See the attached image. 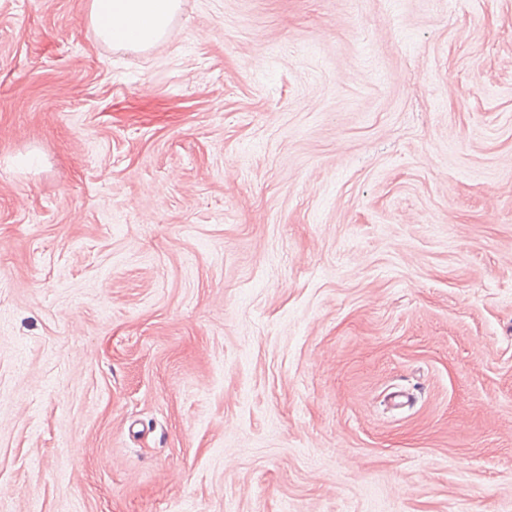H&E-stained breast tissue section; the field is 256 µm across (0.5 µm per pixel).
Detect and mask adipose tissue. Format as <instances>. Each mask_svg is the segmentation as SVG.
I'll use <instances>...</instances> for the list:
<instances>
[{
    "label": "adipose tissue",
    "instance_id": "ef3b65f1",
    "mask_svg": "<svg viewBox=\"0 0 512 512\" xmlns=\"http://www.w3.org/2000/svg\"><path fill=\"white\" fill-rule=\"evenodd\" d=\"M178 0H93L96 17H109L113 28L132 29L144 44L154 43L165 33Z\"/></svg>",
    "mask_w": 512,
    "mask_h": 512
}]
</instances>
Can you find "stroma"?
Listing matches in <instances>:
<instances>
[{
    "mask_svg": "<svg viewBox=\"0 0 512 512\" xmlns=\"http://www.w3.org/2000/svg\"><path fill=\"white\" fill-rule=\"evenodd\" d=\"M0 0V512H512V0ZM178 0H93V15H105L112 20L113 29L125 30L112 36V28L103 20L109 37L116 43L131 44L139 40L142 44L154 43L166 32V27ZM137 32V33H136Z\"/></svg>",
    "mask_w": 512,
    "mask_h": 512,
    "instance_id": "stroma-1",
    "label": "stroma"
}]
</instances>
